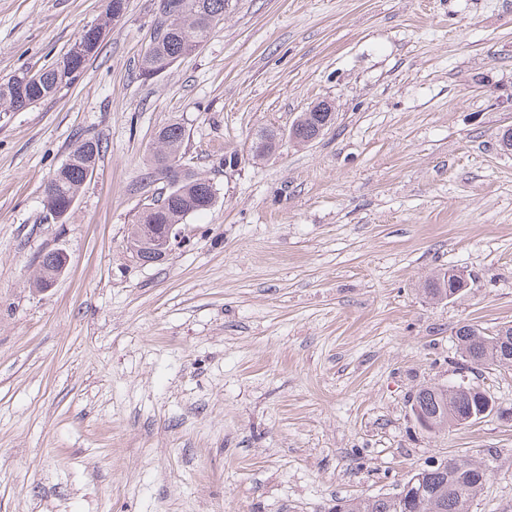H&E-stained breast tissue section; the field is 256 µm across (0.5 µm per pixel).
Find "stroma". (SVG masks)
I'll use <instances>...</instances> for the list:
<instances>
[{
  "label": "stroma",
  "mask_w": 512,
  "mask_h": 512,
  "mask_svg": "<svg viewBox=\"0 0 512 512\" xmlns=\"http://www.w3.org/2000/svg\"><path fill=\"white\" fill-rule=\"evenodd\" d=\"M104 11L0 0V81ZM159 16L127 0L72 85L0 112V512H333L461 456L489 469L470 512H512V367L464 368L455 336L512 324V0H228L146 79ZM321 101L331 125L287 139ZM170 123L218 198L145 263L127 233ZM267 128L284 139L253 159ZM82 138L102 155L46 219ZM49 250L69 264L39 291ZM448 267L473 287L426 298ZM460 381L494 413L421 429L416 390Z\"/></svg>",
  "instance_id": "obj_1"
}]
</instances>
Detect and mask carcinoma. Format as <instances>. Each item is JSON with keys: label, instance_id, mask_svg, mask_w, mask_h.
Here are the masks:
<instances>
[{"label": "carcinoma", "instance_id": "carcinoma-1", "mask_svg": "<svg viewBox=\"0 0 512 512\" xmlns=\"http://www.w3.org/2000/svg\"><path fill=\"white\" fill-rule=\"evenodd\" d=\"M184 13L171 22L161 20L155 28L152 46L141 60V75L149 78L172 66L206 42L214 22L224 19L227 0H184ZM88 57L74 56L67 63L55 64L39 73L22 70L0 83V112H15L17 85L30 78L38 84L41 98L54 95L72 84L83 71ZM325 118L321 112H304L292 125L290 136L304 143L315 134ZM184 129L177 123L162 127L156 136L153 164L179 161L184 143ZM102 146L97 140L76 143L67 160L51 175L59 217L73 207L78 189L93 172ZM216 188L211 179L193 173L191 179L167 190L155 203L145 208L131 225L127 236L130 251L143 262H150L146 244L149 234H155L166 224H179L190 214L211 208ZM63 252L53 250L38 257L35 284L43 288L61 270ZM454 269L437 272L424 281L423 292L433 301L448 299L452 293ZM501 330L488 334L484 329L466 324L456 331L459 352L470 369L503 366L512 363V352L504 349L498 336ZM414 403L432 417L434 431L468 425L475 402L457 384L425 385L420 387ZM486 468L467 457L451 458L436 466H426L414 472L410 479L420 494L405 502L395 496L358 497L336 503V512H469V503L483 489L482 475Z\"/></svg>", "mask_w": 512, "mask_h": 512}]
</instances>
